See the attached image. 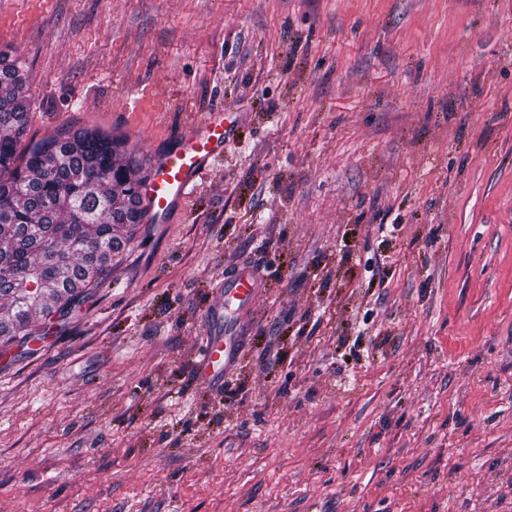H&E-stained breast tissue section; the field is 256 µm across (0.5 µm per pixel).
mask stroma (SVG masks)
Wrapping results in <instances>:
<instances>
[{
    "mask_svg": "<svg viewBox=\"0 0 512 512\" xmlns=\"http://www.w3.org/2000/svg\"><path fill=\"white\" fill-rule=\"evenodd\" d=\"M27 141L238 119L0 355V512H512V0H0ZM259 275L220 389V286ZM258 281L250 268L241 269L223 293H219L211 313L204 324V334L195 375L205 385L215 386L224 383V369L230 364L234 354L232 336L222 328L224 309L235 300L239 301L237 311L252 306L258 295Z\"/></svg>",
    "mask_w": 512,
    "mask_h": 512,
    "instance_id": "stroma-1",
    "label": "stroma"
}]
</instances>
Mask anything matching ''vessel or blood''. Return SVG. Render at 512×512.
<instances>
[{"mask_svg":"<svg viewBox=\"0 0 512 512\" xmlns=\"http://www.w3.org/2000/svg\"><path fill=\"white\" fill-rule=\"evenodd\" d=\"M232 128L233 122L224 112H210L186 127L175 145L154 152L140 189L144 223H172L174 213L194 196L204 171L223 158ZM257 295V277L249 268L241 269L218 294L205 321L195 363V375L203 384H222L224 371L233 358L232 337L222 328L226 307L234 301L240 308L250 307Z\"/></svg>","mask_w":512,"mask_h":512,"instance_id":"b4317fda","label":"vessel or blood"}]
</instances>
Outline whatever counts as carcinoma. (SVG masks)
I'll use <instances>...</instances> for the list:
<instances>
[{
    "mask_svg": "<svg viewBox=\"0 0 512 512\" xmlns=\"http://www.w3.org/2000/svg\"><path fill=\"white\" fill-rule=\"evenodd\" d=\"M23 65L0 58V346L35 335L31 317L43 293L25 300L15 286L53 288L56 313L75 311L112 256L142 223L146 163L123 160L125 140L86 127L24 145L30 103L19 96Z\"/></svg>",
    "mask_w": 512,
    "mask_h": 512,
    "instance_id": "1",
    "label": "carcinoma"
}]
</instances>
